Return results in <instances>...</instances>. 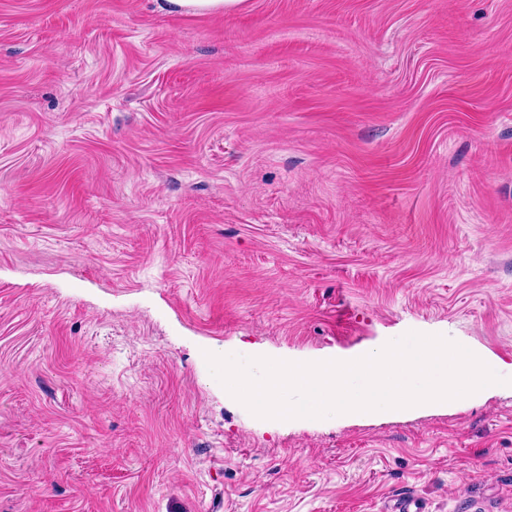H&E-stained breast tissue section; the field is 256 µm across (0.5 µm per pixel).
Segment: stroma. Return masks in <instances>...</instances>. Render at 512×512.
<instances>
[{
	"instance_id": "1",
	"label": "stroma",
	"mask_w": 512,
	"mask_h": 512,
	"mask_svg": "<svg viewBox=\"0 0 512 512\" xmlns=\"http://www.w3.org/2000/svg\"><path fill=\"white\" fill-rule=\"evenodd\" d=\"M456 338L505 382L260 419L225 348ZM512 512V0H0V512ZM246 0H159L160 10L170 14H224L235 10Z\"/></svg>"
}]
</instances>
